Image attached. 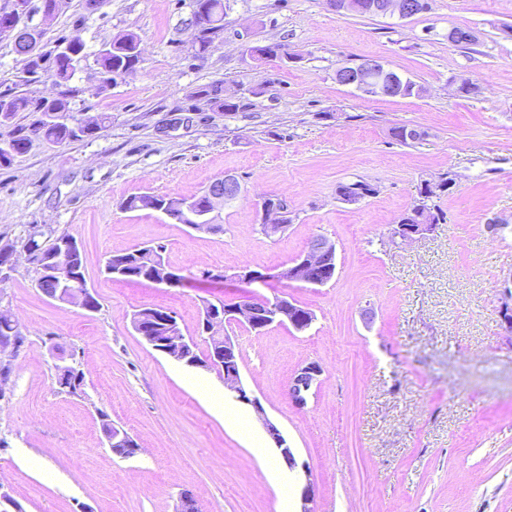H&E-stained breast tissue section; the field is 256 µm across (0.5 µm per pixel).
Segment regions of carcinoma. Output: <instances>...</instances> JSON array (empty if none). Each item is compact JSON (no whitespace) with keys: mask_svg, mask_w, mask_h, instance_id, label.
<instances>
[{"mask_svg":"<svg viewBox=\"0 0 512 512\" xmlns=\"http://www.w3.org/2000/svg\"><path fill=\"white\" fill-rule=\"evenodd\" d=\"M205 13L208 25L202 26L197 20H192L194 28L192 43L196 54H204L214 37L224 31V0H195L194 14ZM14 53L23 63L22 82L27 84L47 74L59 83L70 80L76 67L86 58L85 46L77 35H60L51 45L39 46L36 54L26 56L25 44L20 42L13 46ZM141 51L139 41L133 34H125L113 39L103 46L96 56L99 74L102 82L109 83L113 76L133 67L139 61ZM222 85L212 84L201 90V95L209 98L211 102L226 112H235L241 108L238 103H231L222 98ZM20 112L31 115V122L17 130L7 141H0V167L9 166L15 158L28 152L32 140L37 138L50 145H62L84 138L94 136L102 129V124L109 120V115H101V125L97 127L88 125H71L67 122L66 114L69 112L66 98L48 99L45 97L29 96L17 93L10 89L0 92V126L10 123ZM215 188L210 184L200 194L194 196L195 223L208 224L207 216L212 212L209 204V194ZM68 238L66 232L51 231L41 242L32 238H18L23 248L39 252L46 257L56 256L55 240L57 237ZM164 247L161 245L146 248L135 247L124 252L111 255L106 262L105 271L115 278L142 283L160 282L169 272L171 266L165 260ZM61 264L70 267V280L62 281L57 278H48L42 274L39 267L31 269L33 280L47 297L56 299L69 289L85 288L87 281L84 275L83 255L74 254ZM141 323L149 336H175L181 333L179 323L169 326L162 322V318L169 315L163 308L145 307L138 311ZM208 351L212 355L218 349H224V322L219 321L211 325L207 334Z\"/></svg>","mask_w":512,"mask_h":512,"instance_id":"cac0c4a2","label":"carcinoma"}]
</instances>
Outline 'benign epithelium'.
I'll list each match as a JSON object with an SVG mask.
<instances>
[{"label":"benign epithelium","mask_w":512,"mask_h":512,"mask_svg":"<svg viewBox=\"0 0 512 512\" xmlns=\"http://www.w3.org/2000/svg\"><path fill=\"white\" fill-rule=\"evenodd\" d=\"M60 6V0H39L33 4L32 0H12L8 15L12 20L0 26V39L3 41H15L18 36L29 32L25 25V19L31 13L32 8H37L44 16L55 14ZM330 9L338 14L351 10L353 12L373 11L379 15H398L402 20L418 14L417 0H374L366 3L364 0H329ZM475 31L451 27L448 29V42L472 44L477 42ZM336 81L342 86L352 87L366 95L388 97L396 90V77L391 75V69L376 60H364L359 63L347 62L336 70ZM241 186L238 178L232 174H226L220 178L219 190L210 194L212 208L216 209L225 203L238 197ZM261 219L260 232L266 236L282 233L287 228L283 219L287 217L288 203L283 198L265 196L257 205ZM437 225L427 220L422 224H410L405 220H398L392 225L391 237L402 241L412 240L416 237L432 233ZM336 262V245L329 238L318 235L311 239L301 253L288 266L276 273L259 271L248 266L238 268L232 278L248 286L262 285L270 280L287 282H303L310 286L321 287L331 281L332 276L328 272L333 269ZM225 272L209 273L205 275L208 281L222 282L228 278ZM314 321V314L284 298L269 300L263 296H257L243 305L224 307V322L238 323L247 326L250 330L260 334L271 327L290 325L296 330H305ZM136 332L144 337V340L152 349L166 354L187 366H196L198 362L192 356L195 341L186 336H167L156 339L144 335V329L138 320H133ZM239 359L238 346L232 337L224 336V357L218 356L210 360L209 365L216 367L218 362L224 360ZM323 368L316 362H309L298 368L290 377L288 384V400L296 408L307 405L310 397L315 393L321 382ZM224 387L236 394V399L253 408L255 413L264 422L267 435L274 443L277 454L282 464L289 470L301 468L304 475L298 512H315L311 507L315 500V487L310 478L306 466H298L296 450L292 448L288 439L283 435L278 426L270 421L264 408L257 397L248 393L240 378V370L224 369Z\"/></svg>","instance_id":"benign-epithelium-1"}]
</instances>
